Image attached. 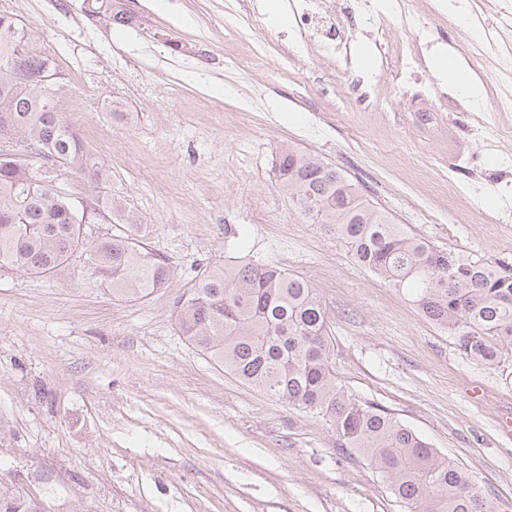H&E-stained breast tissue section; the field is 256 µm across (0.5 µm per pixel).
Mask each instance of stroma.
<instances>
[{
	"mask_svg": "<svg viewBox=\"0 0 512 512\" xmlns=\"http://www.w3.org/2000/svg\"><path fill=\"white\" fill-rule=\"evenodd\" d=\"M289 0H125L135 21L89 18L83 0H0L51 44L57 109L111 172L119 210L172 277L114 298L88 248L54 275L0 271V485L46 512H406L370 463L323 419L236 379L181 336L177 304L199 269L274 263L305 279L327 314L336 380L453 459L512 512V354H462L448 331L358 265L335 233L296 211L275 174L290 145L342 170L409 234L437 250L512 266V112L501 46L472 37L484 88L472 101L432 61L462 39L445 0L425 17L426 64L407 81L381 67L367 18L345 21L347 58L300 41ZM268 17L252 68L225 7ZM370 48V65L358 59ZM450 112L431 106L441 96ZM121 102L125 120L112 117Z\"/></svg>",
	"mask_w": 512,
	"mask_h": 512,
	"instance_id": "35a3bbf8",
	"label": "stroma"
}]
</instances>
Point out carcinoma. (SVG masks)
Listing matches in <instances>:
<instances>
[{"label":"carcinoma","mask_w":512,"mask_h":512,"mask_svg":"<svg viewBox=\"0 0 512 512\" xmlns=\"http://www.w3.org/2000/svg\"><path fill=\"white\" fill-rule=\"evenodd\" d=\"M114 26L132 21L123 0H87ZM0 13V138L17 135L37 154L93 182L111 174L57 111L46 90L19 91L8 66L20 53L31 66L57 67L31 50L35 31ZM276 172L296 209L336 232L355 261L409 295L434 324L454 336L469 358L494 365L512 349V268L438 251L409 235L364 199L356 184L294 148L280 149ZM51 177L22 159L0 161V270L49 276L84 244L87 221ZM122 235L91 242L90 259L112 295L141 300L171 271L138 239L140 219L124 214ZM181 335L241 382L330 422L338 446L367 458L412 512H496L470 477L391 413L336 384L328 352L326 311L308 282L273 263L213 265L195 276L178 302ZM0 512H44L0 488Z\"/></svg>","instance_id":"obj_1"}]
</instances>
